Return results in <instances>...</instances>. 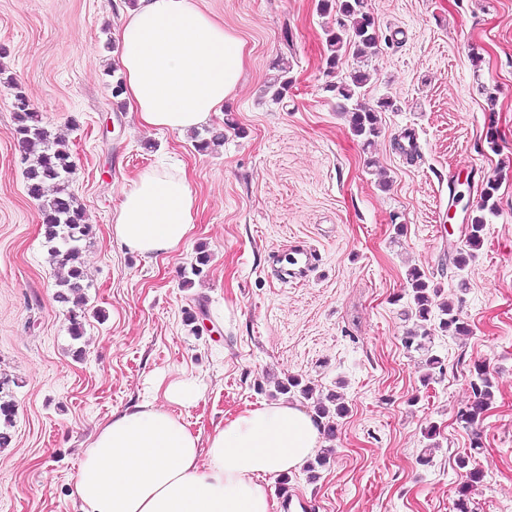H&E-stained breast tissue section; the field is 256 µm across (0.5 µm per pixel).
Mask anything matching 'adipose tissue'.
I'll return each mask as SVG.
<instances>
[{
  "label": "adipose tissue",
  "mask_w": 512,
  "mask_h": 512,
  "mask_svg": "<svg viewBox=\"0 0 512 512\" xmlns=\"http://www.w3.org/2000/svg\"><path fill=\"white\" fill-rule=\"evenodd\" d=\"M113 37L124 98L144 128L198 130L239 87L245 43L198 0H139ZM112 223L115 241L147 258L186 246L195 224L186 175L143 169L123 186ZM165 398L101 425L76 477L79 512H274L265 478L300 468L319 446V423L288 401L246 407L203 441L167 409L195 406L196 381L175 380Z\"/></svg>",
  "instance_id": "obj_1"
}]
</instances>
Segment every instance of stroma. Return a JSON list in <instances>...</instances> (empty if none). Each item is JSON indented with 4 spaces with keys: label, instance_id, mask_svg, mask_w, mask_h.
<instances>
[{
    "label": "stroma",
    "instance_id": "1",
    "mask_svg": "<svg viewBox=\"0 0 512 512\" xmlns=\"http://www.w3.org/2000/svg\"><path fill=\"white\" fill-rule=\"evenodd\" d=\"M128 4L0 0V391L15 404L0 512H78L80 459L100 425L184 374L202 398L173 413L204 437L271 402L291 376L342 394L348 413L321 440L326 467L313 480L303 469L286 485L268 479L272 496L288 486L314 512H455L457 459L477 436L484 478L471 508L512 512V0H368L379 51L342 67L370 72L367 103L396 104L368 148L324 89L335 18L320 16L317 0H201L249 51L238 91L209 126L224 140L205 152L113 106L112 30ZM278 58L293 85L275 104L263 89ZM18 91L65 139L70 188L93 227L78 340L55 299L64 270L27 193ZM412 131L411 159L399 145ZM151 166L186 170L196 224L185 247L148 259L115 243L112 212L125 180ZM490 179L497 207L460 280L450 259ZM295 245L319 263L285 285L279 271ZM201 249L209 261L184 286ZM413 267L437 300L461 299L470 329L435 337L444 373L426 386L396 301ZM477 363L496 388L473 430L457 412L473 399ZM431 424L439 446L424 466Z\"/></svg>",
    "mask_w": 512,
    "mask_h": 512
}]
</instances>
